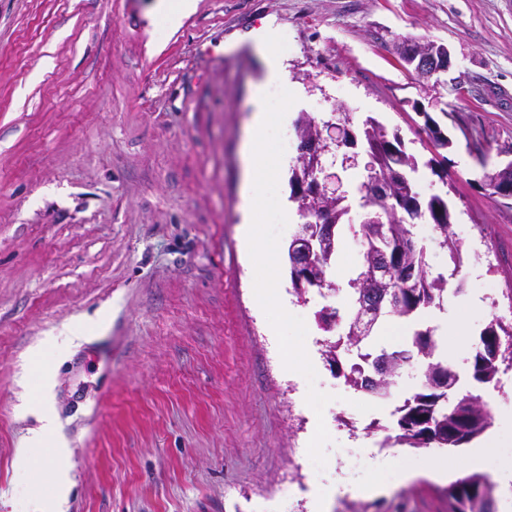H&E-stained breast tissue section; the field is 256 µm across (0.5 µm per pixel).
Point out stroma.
Wrapping results in <instances>:
<instances>
[{
    "label": "stroma",
    "mask_w": 512,
    "mask_h": 512,
    "mask_svg": "<svg viewBox=\"0 0 512 512\" xmlns=\"http://www.w3.org/2000/svg\"><path fill=\"white\" fill-rule=\"evenodd\" d=\"M156 0H0V512H42L54 492L49 448L30 443V405L48 391L55 442L68 450L60 512H448L455 472L391 484L396 407L419 392L420 361L374 397L350 387L321 353L322 298L279 289L307 328L323 417L300 398L306 379L282 368L256 302L240 224L253 92L265 69L253 51L266 27L297 97L282 129L289 163L300 113L372 117L421 166V201L448 198L462 262L433 225L412 221L432 273L459 283L369 346L410 348L431 329L437 348L450 313L470 309L461 355L491 319L512 322V199L490 194L482 156L512 159V0H197L177 30ZM403 39L447 46L455 67L426 81L395 52ZM50 68H42L43 57ZM432 116L452 140L435 148ZM448 158V179L427 167ZM351 204L334 264L356 274L363 248ZM79 333L71 341V333ZM330 436L323 469L289 487L293 451L317 424ZM512 426L492 423L470 447L407 448L404 461L463 458ZM387 482L382 494L354 488Z\"/></svg>",
    "instance_id": "35a3bbf8"
}]
</instances>
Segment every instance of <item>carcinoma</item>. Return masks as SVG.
Returning a JSON list of instances; mask_svg holds the SVG:
<instances>
[{"instance_id": "obj_1", "label": "carcinoma", "mask_w": 512, "mask_h": 512, "mask_svg": "<svg viewBox=\"0 0 512 512\" xmlns=\"http://www.w3.org/2000/svg\"><path fill=\"white\" fill-rule=\"evenodd\" d=\"M425 128L433 145L448 148L452 140L448 139L436 121L429 114H424ZM344 135L342 143L354 146L363 142L366 153L372 157V167L367 175L386 181L382 191L376 192L364 181L362 206L368 209L375 221L360 224L355 229L362 240L366 241L367 252L363 253V261L356 277L349 281L354 296V310L342 325L339 337L326 345V361L336 365V370L343 368L341 353L357 349L359 362L353 363L349 371L343 373L345 381L355 389H361V380L366 374V367L371 365L373 353L362 351V342H353V320L360 315L362 306L372 310L371 321L377 323L382 317L394 313L398 317L408 318L417 311L442 305L444 295L448 292V280L438 275L430 276L427 270L425 252L411 236L408 225L404 224L403 216L412 220H424L440 232L439 245L448 250L454 262L460 261V244L451 230L453 217L448 201L441 196L421 203L414 190L409 173L418 170L416 157L408 153L398 134L390 135L379 122L369 117L362 123L354 122L352 113L343 116ZM295 130L303 135L319 134L322 126L315 118L303 113L295 122ZM318 170L307 165L295 163L290 168L289 185L296 188L302 183L315 180ZM289 199L297 203L300 215L306 221L314 222L317 210L329 209L333 213L332 224H343L348 214L346 195H338L326 202H304L290 192ZM338 248V233H333L331 241L313 258L310 269L312 275H322L326 282L325 291L334 294L336 282L331 279V269ZM403 266L413 272L411 279L398 277L387 288H379L375 294L381 295L388 291L399 293L402 305L396 311L385 307L374 306L371 294L363 293V283L369 281L373 264L383 260ZM318 325L326 333L335 331L339 326L337 311L323 308L317 312ZM483 332L495 337L500 344V353H489L483 346H477L470 359V375L474 382L481 385H494L498 382L501 366L512 362V324L507 325L500 319L491 320ZM434 346L430 331H418L414 334L412 348L393 352L395 365L403 366L407 361L422 357L428 360L427 372L446 374L448 391L440 392L423 380V391L404 401L397 409L399 418L397 425L400 434L395 436V443L409 448L455 449L469 443L491 426V412L488 405L479 397L466 394L454 400L450 399L459 383V375L441 362H433ZM495 486L489 477L474 473L460 478L445 489L448 499V512H493V492Z\"/></svg>"}]
</instances>
